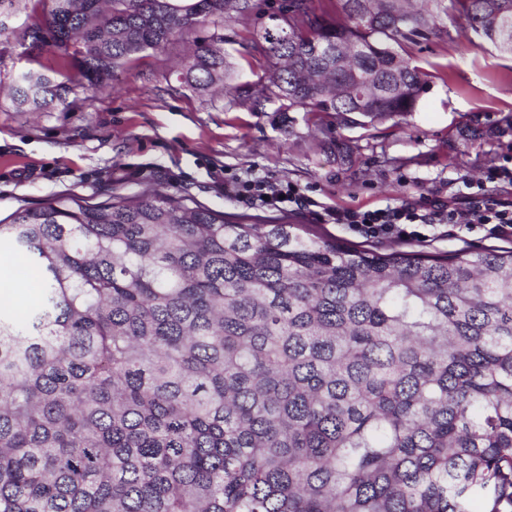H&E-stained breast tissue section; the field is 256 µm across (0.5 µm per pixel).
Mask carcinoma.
Listing matches in <instances>:
<instances>
[{
    "label": "carcinoma",
    "instance_id": "obj_1",
    "mask_svg": "<svg viewBox=\"0 0 512 512\" xmlns=\"http://www.w3.org/2000/svg\"><path fill=\"white\" fill-rule=\"evenodd\" d=\"M42 2L0 39L71 72L17 74L21 110L101 92L177 37L202 95L355 112L336 83L356 71L381 120L416 111L410 46L442 13L512 56L493 25L512 0H336L341 21L288 0L264 76L234 85L219 28L251 0ZM338 39L360 55L339 63ZM1 248L39 296L22 320L0 305V512H512L511 248L383 255L156 191L20 207Z\"/></svg>",
    "mask_w": 512,
    "mask_h": 512
}]
</instances>
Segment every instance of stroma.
<instances>
[{"mask_svg":"<svg viewBox=\"0 0 512 512\" xmlns=\"http://www.w3.org/2000/svg\"><path fill=\"white\" fill-rule=\"evenodd\" d=\"M249 14L224 23V52L234 81L250 84L269 65L256 34L288 0H254ZM441 37L421 42L414 63L429 88L415 112L381 122L359 112L263 111L199 95L178 74L191 43L173 41L117 72L109 92L77 91L66 110L21 112L11 101L17 73L36 68L64 74L59 56L0 44V218L59 194L91 202L148 189L188 198L228 216L279 218V211L242 194L260 179L301 191L326 207L376 209L428 195L455 202L464 182L479 184L487 169H512V57L472 46L466 21L441 15ZM288 220L339 244L379 253L449 254L460 249L512 248L480 230H439L424 240L366 239L305 211ZM21 261L0 252V293L23 315L38 288L21 279Z\"/></svg>","mask_w":512,"mask_h":512,"instance_id":"stroma-1","label":"stroma"}]
</instances>
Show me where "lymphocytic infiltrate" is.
<instances>
[{
	"instance_id": "f902f5d3",
	"label": "lymphocytic infiltrate",
	"mask_w": 512,
	"mask_h": 512,
	"mask_svg": "<svg viewBox=\"0 0 512 512\" xmlns=\"http://www.w3.org/2000/svg\"><path fill=\"white\" fill-rule=\"evenodd\" d=\"M512 184V170L489 168L478 192L465 196L463 208L438 201L403 203L375 210L328 208L320 212L325 224H340L363 238L411 240L421 238V229L433 224L486 231L494 237H512V200L502 198L500 183Z\"/></svg>"
}]
</instances>
